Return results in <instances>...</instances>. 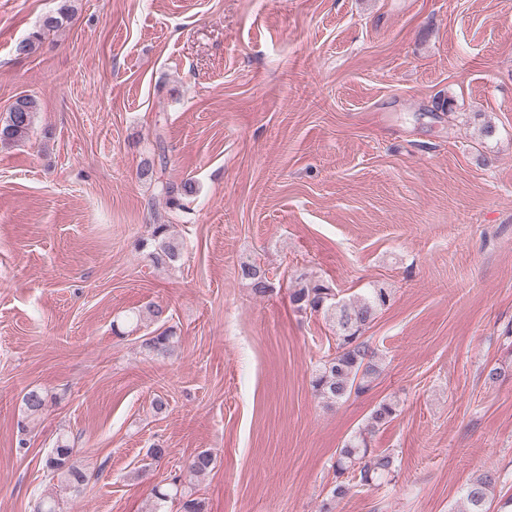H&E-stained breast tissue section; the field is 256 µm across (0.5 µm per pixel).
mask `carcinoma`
<instances>
[{"instance_id": "cac0c4a2", "label": "carcinoma", "mask_w": 512, "mask_h": 512, "mask_svg": "<svg viewBox=\"0 0 512 512\" xmlns=\"http://www.w3.org/2000/svg\"><path fill=\"white\" fill-rule=\"evenodd\" d=\"M68 0L53 14L45 17L42 28L16 46L19 55H31L42 44L45 34L59 30L71 19ZM39 103L32 96H21L11 105L6 120L0 124V144L9 145L27 139L32 128ZM159 193L166 197L174 208L184 207V201L196 193L195 184L190 180L178 184L158 179ZM142 249H149L148 259L155 267L173 266L180 261L182 246L170 234V225L155 224L150 239L139 243ZM241 274L257 296H265L270 291L271 282L259 266L243 263ZM292 302L300 310L320 313L336 326V353L320 361L315 368L311 387L315 395L332 403L347 401L351 396L367 393L374 387L379 374V354L364 338L363 332L377 317L379 311L389 301L385 288H369L354 301L336 298L333 289L318 280H302L293 289ZM166 309L153 305L146 310L134 313L129 321L135 324L159 322ZM178 345L177 336L167 328L153 332L142 339L141 346L157 358L173 355ZM48 394L34 388L22 397L25 418L33 421L46 407ZM397 416V408L391 402L381 401L371 411L364 430L349 438L340 448L333 464L335 481L329 490V499L322 505V512H332V504L348 495L352 481L362 485H373L394 473L395 459L389 452L376 453L369 448L367 435L390 423ZM74 446L70 437L61 435L45 459L47 477L57 486L79 494L88 482V474L73 459ZM215 457L209 450L193 455L187 463L189 479L178 476L164 486L152 490V500L148 512H167L166 504L173 499L182 500V512H208L205 500L193 496L190 479L207 474L213 467ZM500 479L495 470H488L469 481L460 491V506L457 512H487L486 503Z\"/></svg>"}]
</instances>
